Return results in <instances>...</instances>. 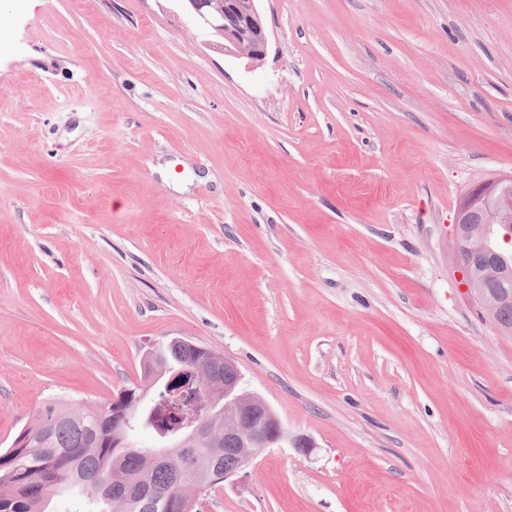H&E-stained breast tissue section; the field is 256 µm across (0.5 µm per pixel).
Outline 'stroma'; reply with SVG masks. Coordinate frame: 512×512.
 Segmentation results:
<instances>
[{
	"label": "stroma",
	"instance_id": "35a3bbf8",
	"mask_svg": "<svg viewBox=\"0 0 512 512\" xmlns=\"http://www.w3.org/2000/svg\"><path fill=\"white\" fill-rule=\"evenodd\" d=\"M258 9L253 62L179 0H0V449L181 338L290 436L197 512H512V336L452 245L512 173V0Z\"/></svg>",
	"mask_w": 512,
	"mask_h": 512
}]
</instances>
